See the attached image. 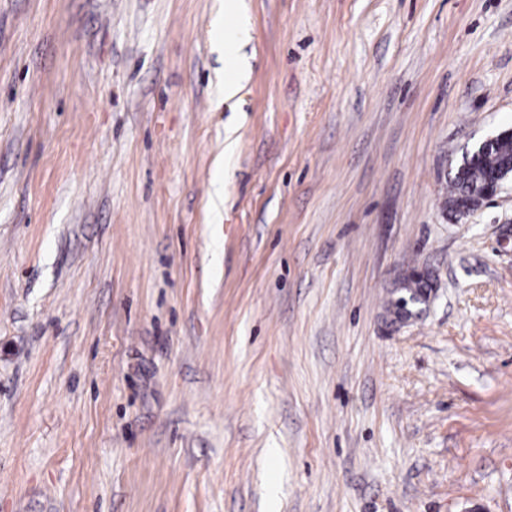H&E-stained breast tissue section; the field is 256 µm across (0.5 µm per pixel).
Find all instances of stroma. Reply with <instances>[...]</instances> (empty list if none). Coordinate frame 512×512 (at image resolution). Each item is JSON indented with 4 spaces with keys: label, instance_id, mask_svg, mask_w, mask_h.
<instances>
[{
    "label": "stroma",
    "instance_id": "35a3bbf8",
    "mask_svg": "<svg viewBox=\"0 0 512 512\" xmlns=\"http://www.w3.org/2000/svg\"><path fill=\"white\" fill-rule=\"evenodd\" d=\"M240 2L0 0V512H512V0ZM212 35L218 44L224 43V66L236 72L239 69V61L235 54L234 47L238 41L246 35L244 28L224 24V19L216 20L212 25ZM512 138H497L486 148L478 162H468L464 156L452 180V189L448 198V209L455 212L458 202L470 197L478 190V205L495 197L502 188L503 179L499 173H494L491 179L485 180L493 171H512ZM485 182V183H484ZM484 183V184H483ZM422 288L433 287L425 279H412L401 289V291H404L403 295L399 296L391 303L396 319L403 317L408 319L415 311L424 306L423 303H426L427 299Z\"/></svg>",
    "mask_w": 512,
    "mask_h": 512
}]
</instances>
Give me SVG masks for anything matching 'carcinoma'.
Wrapping results in <instances>:
<instances>
[{"label": "carcinoma", "instance_id": "1", "mask_svg": "<svg viewBox=\"0 0 512 512\" xmlns=\"http://www.w3.org/2000/svg\"><path fill=\"white\" fill-rule=\"evenodd\" d=\"M512 170V138H498L486 148L478 162L462 160L452 180L448 209L455 211L458 202L478 190L493 171ZM430 287L424 279H412L403 287V295L391 303L396 318H410L427 302L423 289Z\"/></svg>", "mask_w": 512, "mask_h": 512}]
</instances>
